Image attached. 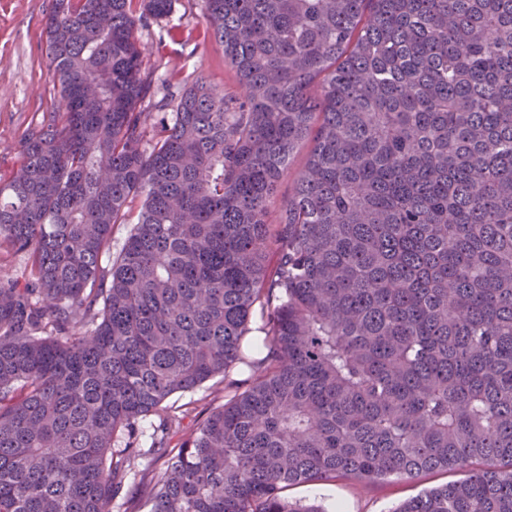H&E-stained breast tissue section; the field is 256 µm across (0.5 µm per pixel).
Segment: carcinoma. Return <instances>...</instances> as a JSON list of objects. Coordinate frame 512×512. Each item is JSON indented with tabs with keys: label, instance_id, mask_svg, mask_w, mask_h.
Here are the masks:
<instances>
[{
	"label": "carcinoma",
	"instance_id": "1",
	"mask_svg": "<svg viewBox=\"0 0 512 512\" xmlns=\"http://www.w3.org/2000/svg\"><path fill=\"white\" fill-rule=\"evenodd\" d=\"M173 4L46 17L58 105L0 180L26 259L0 278V512L139 497L149 416L147 512H324L284 490L448 469L393 512H512V0H205L238 105L198 83L150 136L137 32ZM240 364L171 448L168 400ZM308 148L306 146H303L294 156L293 163L291 165L290 174H288V178H286L277 194V196L271 201L269 205V214H268V223L269 224H275L276 218L278 215V211L281 205L282 200L284 197L288 195V193L292 189V179L295 174L300 172L305 164L306 157H307Z\"/></svg>",
	"mask_w": 512,
	"mask_h": 512
}]
</instances>
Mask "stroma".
<instances>
[{"label":"stroma","instance_id":"obj_1","mask_svg":"<svg viewBox=\"0 0 512 512\" xmlns=\"http://www.w3.org/2000/svg\"><path fill=\"white\" fill-rule=\"evenodd\" d=\"M52 0H0V176L18 166L20 140L44 124L57 106V92L45 56L44 21ZM204 0H176L173 11L140 40L153 48L144 61L153 75V89L143 103L148 112H171L180 96L197 81L223 91L228 101L238 96L236 76L224 50L211 38L204 21ZM224 402V379L215 377L195 391L174 395L173 407L192 404L179 432L187 437L209 409ZM458 471L423 473L413 478L390 477L363 486L348 480L319 481L287 490L289 499L315 503L326 512H393L423 489L461 479Z\"/></svg>","mask_w":512,"mask_h":512}]
</instances>
